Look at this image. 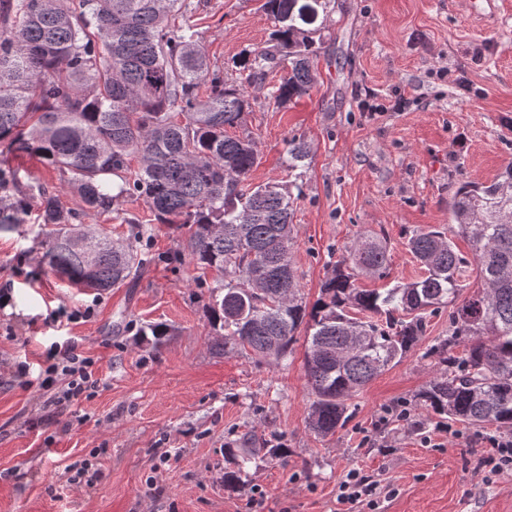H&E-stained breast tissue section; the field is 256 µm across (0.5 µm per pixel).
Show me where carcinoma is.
<instances>
[{
  "label": "carcinoma",
  "instance_id": "cac0c4a2",
  "mask_svg": "<svg viewBox=\"0 0 512 512\" xmlns=\"http://www.w3.org/2000/svg\"><path fill=\"white\" fill-rule=\"evenodd\" d=\"M323 6L265 0L275 29L268 45L237 62L234 85L211 69L191 26L176 22L186 0H0V150L59 170L89 211L117 213L120 199L133 198L155 223L175 225L224 330L216 351L286 360L306 326L314 433L343 427L346 400L414 350L427 313L442 307L451 308L449 334L430 354L444 372L419 394L421 405L512 429V165L488 185L462 182L449 203L472 260L443 232L417 229L408 248L424 273L384 292L364 289L360 274L386 272L387 241L363 234L310 307L291 262V194L275 181L249 182L253 137L228 129L242 126L247 87L265 86L280 56L290 70L268 98L281 106L309 94ZM308 155L305 142L289 140L288 170ZM32 200L42 263L77 288L108 292L155 260L141 245L142 221L125 220L130 238L115 242L85 227L59 194L0 162V235L18 231ZM472 274L480 289L465 296ZM460 343L463 354H451Z\"/></svg>",
  "mask_w": 512,
  "mask_h": 512
}]
</instances>
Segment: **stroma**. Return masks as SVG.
Returning a JSON list of instances; mask_svg holds the SVG:
<instances>
[{
  "instance_id": "obj_1",
  "label": "stroma",
  "mask_w": 512,
  "mask_h": 512,
  "mask_svg": "<svg viewBox=\"0 0 512 512\" xmlns=\"http://www.w3.org/2000/svg\"><path fill=\"white\" fill-rule=\"evenodd\" d=\"M263 2L191 0L186 18L226 82L239 83L237 60L269 38ZM494 3L478 17L472 0H331L310 95L277 107L253 89L250 181L302 186L291 261L307 303L364 233L386 237L389 251L386 278L359 277L367 289L422 274L407 247L414 229L452 234L469 254L448 205L460 183L491 182L512 164V0ZM444 69L470 80L469 97ZM368 92L408 105L372 115L358 106ZM293 138L311 147L296 179L286 171ZM39 231L29 222L0 236V512H342L338 485L353 468L380 489L375 510L360 512H512V473L487 481L477 471L503 427L417 403L439 372L427 351L447 337L448 311L430 316L418 346L348 399V422L322 437L308 427L305 339L279 364L213 351L211 299L190 259L172 261L182 249L175 227L147 223L155 262L135 285L103 294L47 272ZM153 323L173 330L158 347L140 334ZM63 336L94 360L99 386L51 417L37 378ZM20 362L24 381L14 376ZM396 404L407 420L385 419ZM250 430L287 448L288 461L250 445L247 486L232 492L224 450ZM87 458L93 484L68 482L66 466Z\"/></svg>"
}]
</instances>
